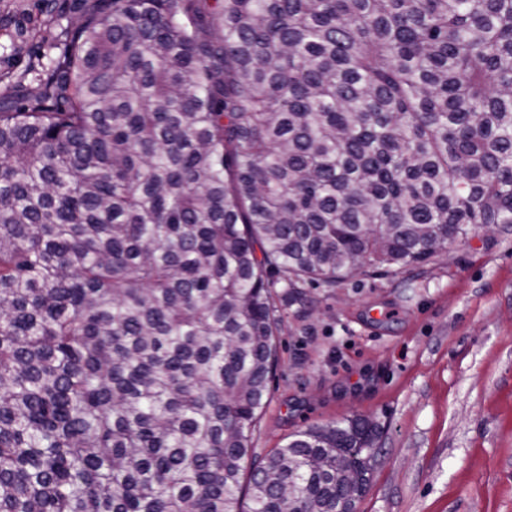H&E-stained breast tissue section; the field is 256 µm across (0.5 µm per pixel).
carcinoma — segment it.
Returning <instances> with one entry per match:
<instances>
[{"instance_id": "cac0c4a2", "label": "carcinoma", "mask_w": 512, "mask_h": 512, "mask_svg": "<svg viewBox=\"0 0 512 512\" xmlns=\"http://www.w3.org/2000/svg\"><path fill=\"white\" fill-rule=\"evenodd\" d=\"M219 2L94 0L0 108V512H346L360 418L249 462L273 275L512 224V0Z\"/></svg>"}]
</instances>
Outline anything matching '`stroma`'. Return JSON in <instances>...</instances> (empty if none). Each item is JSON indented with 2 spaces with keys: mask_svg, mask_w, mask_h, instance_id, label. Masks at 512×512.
Listing matches in <instances>:
<instances>
[{
  "mask_svg": "<svg viewBox=\"0 0 512 512\" xmlns=\"http://www.w3.org/2000/svg\"><path fill=\"white\" fill-rule=\"evenodd\" d=\"M78 0H0V105L35 93ZM279 357L253 434L354 416L379 426L358 512H512V226L333 286L274 276Z\"/></svg>",
  "mask_w": 512,
  "mask_h": 512,
  "instance_id": "obj_1",
  "label": "stroma"
}]
</instances>
